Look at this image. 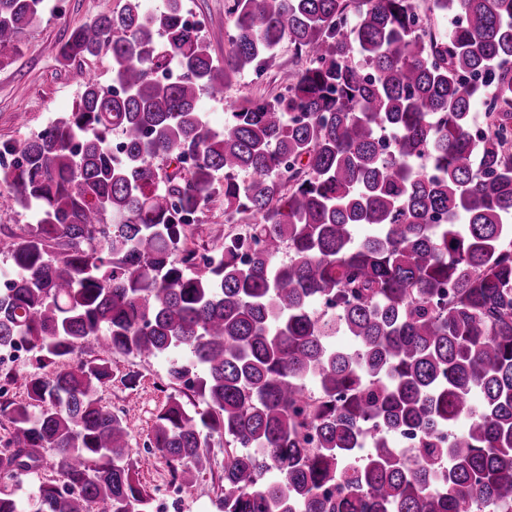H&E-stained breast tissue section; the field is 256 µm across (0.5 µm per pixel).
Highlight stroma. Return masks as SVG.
<instances>
[{
  "label": "stroma",
  "mask_w": 512,
  "mask_h": 512,
  "mask_svg": "<svg viewBox=\"0 0 512 512\" xmlns=\"http://www.w3.org/2000/svg\"><path fill=\"white\" fill-rule=\"evenodd\" d=\"M225 0H185V8L199 19L202 34L215 58H223L228 48L231 18ZM122 0H47L41 20L23 39L18 51L0 61V143L38 132L49 121L75 107L80 89L67 68L60 64L59 49L68 27L87 19L112 13ZM292 46L282 45L262 76L244 74L225 88L223 101L201 95L199 105L207 112L213 127L224 124L225 106L238 99L270 95L279 89L282 72L299 68ZM168 361L164 358H134L113 354L114 378L99 395L104 404L122 411L130 431V445L140 460L139 479L153 491L159 512H214L212 501L219 476L224 472V448H213V466L209 473L195 479L188 491L175 494L169 484L164 459L143 446L151 432L159 408L167 398L160 391ZM135 374L127 384L126 374Z\"/></svg>",
  "instance_id": "1"
}]
</instances>
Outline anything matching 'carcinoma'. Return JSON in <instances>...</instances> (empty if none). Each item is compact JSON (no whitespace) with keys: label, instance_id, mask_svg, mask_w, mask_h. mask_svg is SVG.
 <instances>
[{"label":"carcinoma","instance_id":"carcinoma-1","mask_svg":"<svg viewBox=\"0 0 512 512\" xmlns=\"http://www.w3.org/2000/svg\"><path fill=\"white\" fill-rule=\"evenodd\" d=\"M43 2L0 0V58ZM184 13L70 27L62 60L109 48L112 86L72 69L75 108L0 144V198L37 217L0 237V348L30 366L0 402V512H153L98 396L114 353L169 358L150 445L180 487L224 445L216 512H512V0H230L222 62ZM285 41L304 65L210 127L201 94ZM216 198L245 228L213 249Z\"/></svg>","mask_w":512,"mask_h":512}]
</instances>
